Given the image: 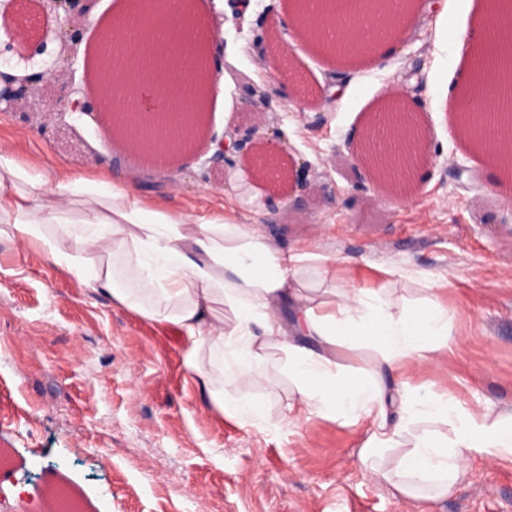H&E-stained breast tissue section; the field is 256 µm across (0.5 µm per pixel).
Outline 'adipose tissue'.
<instances>
[{
    "instance_id": "adipose-tissue-1",
    "label": "adipose tissue",
    "mask_w": 512,
    "mask_h": 512,
    "mask_svg": "<svg viewBox=\"0 0 512 512\" xmlns=\"http://www.w3.org/2000/svg\"><path fill=\"white\" fill-rule=\"evenodd\" d=\"M168 24L140 29L137 48L157 33L169 43L204 42L210 21L196 10L184 20V0H168ZM462 112L480 95L477 81L493 46L512 48V6L478 15L473 30L454 36ZM0 224L19 241L43 247L65 272L108 295L113 304L183 340V363L200 389L209 372L205 348L226 349L239 378L257 385L254 361L269 348L288 353L297 393L288 411L297 419L317 412L342 425L370 417L372 433L359 455L394 448L408 423L444 417L450 434L419 436L402 459L409 481L436 479L448 493L467 475L466 453L489 448L512 457V417H477L454 398L412 388L402 377L457 342L453 312L434 289L408 297L396 288H361L337 282L332 262L313 252L282 251L257 226L224 214L206 218L174 213L162 197L145 200L128 183L107 174L75 176L37 172L0 147ZM369 344L374 356L364 374L347 375L336 349Z\"/></svg>"
}]
</instances>
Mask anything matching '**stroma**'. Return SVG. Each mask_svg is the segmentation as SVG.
Returning <instances> with one entry per match:
<instances>
[{"mask_svg": "<svg viewBox=\"0 0 512 512\" xmlns=\"http://www.w3.org/2000/svg\"><path fill=\"white\" fill-rule=\"evenodd\" d=\"M488 7L489 0H418L405 41L369 64L296 35L289 0H224L213 14L224 48L207 56L224 94L206 103L196 160L174 173L113 142L94 117L99 30L82 28L57 52L51 0H16L0 11V28L28 36L0 43V60L54 76L28 109L0 105V141L26 166L77 175L105 169L133 179L141 193L163 194L175 212L221 210L260 225L278 248L334 258L340 282L412 297L422 286L415 273L451 279L439 298L455 313L459 345L412 369L409 383L454 396L474 413L512 415V234L501 230L512 226V207L497 190V164L462 135L449 110L460 71L453 31L471 28ZM274 30L286 46V88L261 73ZM76 89L86 114L63 110ZM393 93L416 113L431 155L414 174L411 196L389 203L360 189L351 148ZM255 106L267 108L269 130L281 134L278 166L308 162V182L335 190V203H301L288 219L280 192L240 156L212 169V140L243 137ZM200 362L213 389L252 393L264 418L220 414L187 374L173 330L114 306L41 249L0 237V449L12 453L0 469V512H45L41 491L52 477L77 488L86 512H512V461L486 448L469 452L466 479L447 495L431 482L403 495L375 477L378 469L396 474L424 432L449 433L445 420L409 424L399 447L364 461L369 425L315 413L290 421L297 394L284 351L268 349L255 362L264 379L252 391L225 350L204 349Z\"/></svg>", "mask_w": 512, "mask_h": 512, "instance_id": "obj_1", "label": "stroma"}]
</instances>
